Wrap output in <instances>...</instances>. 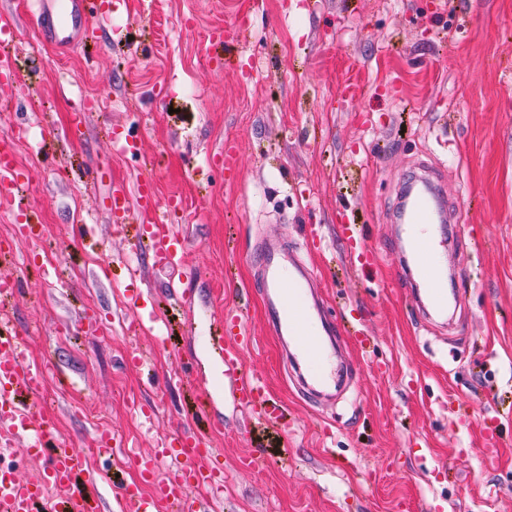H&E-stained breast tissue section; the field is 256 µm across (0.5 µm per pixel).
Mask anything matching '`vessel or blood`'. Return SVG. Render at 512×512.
Masks as SVG:
<instances>
[{
	"label": "vessel or blood",
	"instance_id": "obj_1",
	"mask_svg": "<svg viewBox=\"0 0 512 512\" xmlns=\"http://www.w3.org/2000/svg\"><path fill=\"white\" fill-rule=\"evenodd\" d=\"M36 4L35 22L41 37L61 51L78 39L97 40L117 7L115 0H36ZM20 178L10 143H1L0 197L9 198ZM101 206L117 224L148 219L146 237L156 262L173 265L181 261L186 240L175 225L165 222L152 177L140 178L133 191L123 183H111ZM432 206L429 195L414 194L406 211L407 223H430ZM408 249L416 276L429 287L430 304L447 305V290L434 285L438 276L434 265L436 241L413 235ZM259 257L268 323L276 333L288 335L296 356L304 364H322L327 352L323 335L315 328L317 309L305 300L298 279L282 275L287 250L267 244L262 246ZM147 301L140 289L133 287L126 292V306L139 312L141 326L161 331L155 312L146 309ZM251 340L248 323L234 309L225 310L224 333L218 338L224 352V370L233 379L242 403L258 405L260 417L276 420L282 415L281 404L261 398L260 379L243 367L241 354ZM29 344L25 331L9 319L0 320V428L13 436L30 438L29 455L44 464L41 479H20L14 467L4 464L5 452L0 449V512H107L101 497L76 487L78 479L93 484L104 479L105 474L90 469L85 456L58 436L55 411L38 402L46 366L29 360ZM133 462L140 471V483L118 479L113 482L120 512H158L163 502L177 503L180 512H210L209 502L190 496L189 488L201 483L218 490L223 487L224 473L212 463L201 434H172L161 442L153 457L137 456Z\"/></svg>",
	"mask_w": 512,
	"mask_h": 512
}]
</instances>
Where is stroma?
I'll return each mask as SVG.
<instances>
[{
	"label": "stroma",
	"instance_id": "35a3bbf8",
	"mask_svg": "<svg viewBox=\"0 0 512 512\" xmlns=\"http://www.w3.org/2000/svg\"><path fill=\"white\" fill-rule=\"evenodd\" d=\"M0 8L19 18L8 50L31 76L0 79V139L17 109L27 132L15 146L20 206L0 207V232L27 220L43 231L0 235V278L22 282L5 314L30 334L29 357L49 364L42 400L67 444L94 447L107 430L115 458L153 455L166 434L196 430L205 394L220 424L208 441L224 471L217 512H512V0H124L98 46L65 54L39 40L32 0ZM235 16L244 35L210 43ZM102 89L105 107L68 136ZM228 148L231 181L219 166ZM94 166L109 181H90ZM144 174L178 204L182 268L155 264L99 207L110 180L133 187ZM412 178L445 199L451 313L424 309L397 280ZM344 208L370 269L346 262ZM72 224L89 234L72 239ZM264 241L313 270L328 321L372 340L367 354L338 342L347 386L336 398L305 393L266 321ZM128 264L167 341L124 308ZM238 304L254 336L243 365L286 406L275 426L235 400L212 347L220 310ZM135 348L148 367L125 364ZM247 456L260 467L244 468Z\"/></svg>",
	"mask_w": 512,
	"mask_h": 512
}]
</instances>
